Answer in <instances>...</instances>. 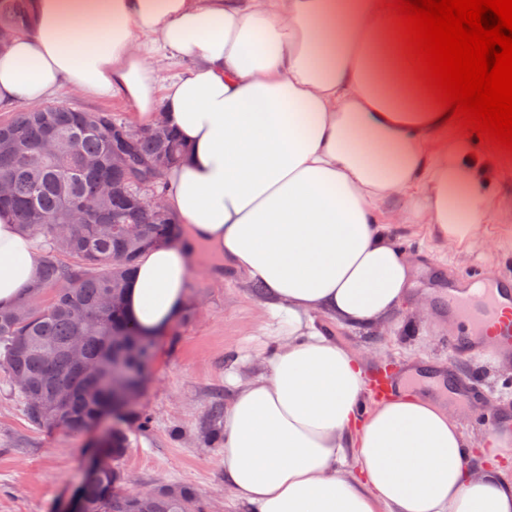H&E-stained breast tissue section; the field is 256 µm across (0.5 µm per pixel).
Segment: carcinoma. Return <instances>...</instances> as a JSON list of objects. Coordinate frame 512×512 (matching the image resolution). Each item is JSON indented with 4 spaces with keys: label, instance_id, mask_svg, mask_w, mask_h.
I'll return each mask as SVG.
<instances>
[{
    "label": "carcinoma",
    "instance_id": "carcinoma-1",
    "mask_svg": "<svg viewBox=\"0 0 512 512\" xmlns=\"http://www.w3.org/2000/svg\"><path fill=\"white\" fill-rule=\"evenodd\" d=\"M30 4L12 0L10 11L0 10V29L24 31ZM90 114L66 104L22 107L12 120L0 123V178L11 184L10 194L0 197V213L43 243L29 293L0 308V372L39 429L84 435L112 418L103 451L114 460L129 448L128 421L143 433L152 427L146 413L113 410L120 393L139 390L143 342L152 340L127 317L124 294L141 253L181 233L172 217L167 224L151 223L137 208L135 195L163 196L165 172L187 152L171 129L159 142L145 128L126 127L130 165L114 169L112 126L125 123L111 112H95L97 129L87 131ZM49 135L62 140L61 156L41 154ZM125 180L134 181L126 195L99 197L103 185ZM87 201L92 207L86 228L60 241L69 205ZM128 224L142 225V235L133 242L123 234ZM112 297L119 308L101 312L100 303ZM200 438L223 446L224 402L210 405ZM121 483L110 463L88 472L78 488L77 512H207V503L190 486L168 484L137 493Z\"/></svg>",
    "mask_w": 512,
    "mask_h": 512
}]
</instances>
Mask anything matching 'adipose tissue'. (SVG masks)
<instances>
[{"label":"adipose tissue","mask_w":512,"mask_h":512,"mask_svg":"<svg viewBox=\"0 0 512 512\" xmlns=\"http://www.w3.org/2000/svg\"><path fill=\"white\" fill-rule=\"evenodd\" d=\"M167 61L191 68L162 82ZM64 86L122 96L134 124L165 119L188 148L162 198L183 234L140 257L133 324L157 335L181 315L202 248L275 321L224 412V482L245 512H512V477L442 400H371L362 358L314 320L372 331L411 297L395 226L458 254L491 244L496 157L441 122L382 0H32L0 52V106ZM38 266V240L0 216V307Z\"/></svg>","instance_id":"1"}]
</instances>
